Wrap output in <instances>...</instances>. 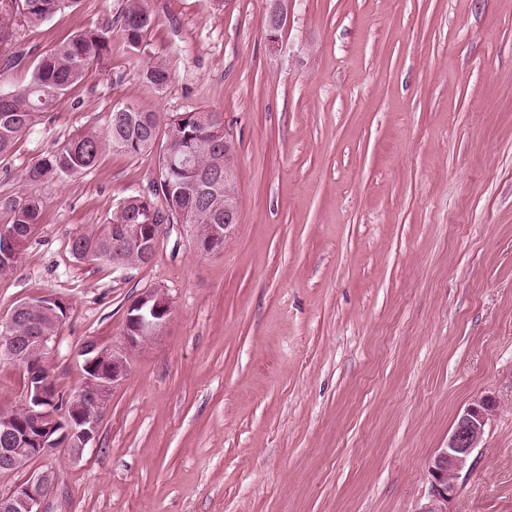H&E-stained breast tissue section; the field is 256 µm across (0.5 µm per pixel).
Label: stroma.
Here are the masks:
<instances>
[{
	"label": "stroma",
	"instance_id": "1",
	"mask_svg": "<svg viewBox=\"0 0 512 512\" xmlns=\"http://www.w3.org/2000/svg\"><path fill=\"white\" fill-rule=\"evenodd\" d=\"M124 0H80L0 50V92ZM163 90L145 57L114 48L12 152L0 197L42 196L40 224L0 275V320L54 294L68 317L56 387L81 390L80 345L128 371L80 460L60 450L0 473V495L38 472L45 512H420L426 462L481 394L500 407L452 512H512V0H288L271 51L267 0H148ZM223 113L236 152L238 224L201 252L189 226L150 263L74 257L147 190L157 153L107 151L62 181L26 169L114 108ZM173 306L156 338L125 343L142 292ZM142 80L156 90H162L170 81V70L163 59L155 58L141 71Z\"/></svg>",
	"mask_w": 512,
	"mask_h": 512
}]
</instances>
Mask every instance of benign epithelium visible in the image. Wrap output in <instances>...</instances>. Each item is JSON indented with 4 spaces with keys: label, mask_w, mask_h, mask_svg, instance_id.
Here are the masks:
<instances>
[{
    "label": "benign epithelium",
    "mask_w": 512,
    "mask_h": 512,
    "mask_svg": "<svg viewBox=\"0 0 512 512\" xmlns=\"http://www.w3.org/2000/svg\"><path fill=\"white\" fill-rule=\"evenodd\" d=\"M288 26V0H270L267 11L266 42L270 49L279 48ZM238 207L233 195L224 196V223L208 225L206 233L195 239L196 246L204 252H218L224 240L235 230ZM162 224H138L133 228L120 226L126 235H133L141 255L151 260L160 235ZM63 301L52 295L41 296L37 303L43 315L58 316ZM172 312L170 297L162 290L142 292L128 307L125 339L129 347L136 348L159 335ZM14 321L4 325L3 334L9 344L0 355L15 357L16 345L23 343L28 350L26 394L23 410L33 419L27 421L14 414L0 413V469L12 472L27 468L38 458L62 448L74 460L82 458L85 450L96 440L100 421L98 413L105 412L109 395L126 375V358L117 351L89 340L79 351L83 357L85 374L84 390L92 409L74 407L56 410L46 394V364L55 349L58 336L46 331L32 336H14ZM498 410V401L492 394L476 399L459 413L453 430L448 435L446 447L429 460L427 466L428 499L420 512H451L449 504L457 491L462 475L470 473L475 464L474 452L481 447L486 426ZM55 483L48 472H41L19 485L12 492L0 497V512H43L42 502Z\"/></svg>",
    "instance_id": "obj_1"
}]
</instances>
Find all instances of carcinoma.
<instances>
[{
	"label": "carcinoma",
	"instance_id": "1",
	"mask_svg": "<svg viewBox=\"0 0 512 512\" xmlns=\"http://www.w3.org/2000/svg\"><path fill=\"white\" fill-rule=\"evenodd\" d=\"M11 6L0 7V48L12 44L19 19L30 24L47 21L78 0H10ZM155 24L147 0H125L117 21L123 47L132 55L147 53V36ZM112 27L82 28L42 56L34 66L30 81L14 90L9 107H0V157L9 154L16 141L33 125L36 116L54 108L74 85L80 83L88 69L103 67L112 57ZM142 80L157 90L170 81L166 62L155 58L141 71ZM166 136L167 148L159 159L162 189L150 191L161 205L141 197L128 199L102 232L72 240L75 257L91 263H112L114 258L138 261L134 240L124 242L121 253L112 256L114 224L194 225L201 233L207 224L224 223V192L237 193L236 182L224 183V168H235L234 147L210 139L209 127L192 113L167 116L143 112L132 105L121 114L112 113L106 136L82 132L63 147L34 162L25 173L32 185L51 183L94 168L106 150L112 148L130 156H139L156 143L159 134ZM43 200L34 193L0 197V227L12 228L17 234V248L24 246L33 227L39 223ZM39 328L60 332L64 321L42 316L38 308L30 310ZM46 390L56 399L57 408L65 409L83 402V394L66 396L58 391L53 378H47Z\"/></svg>",
	"mask_w": 512,
	"mask_h": 512
}]
</instances>
